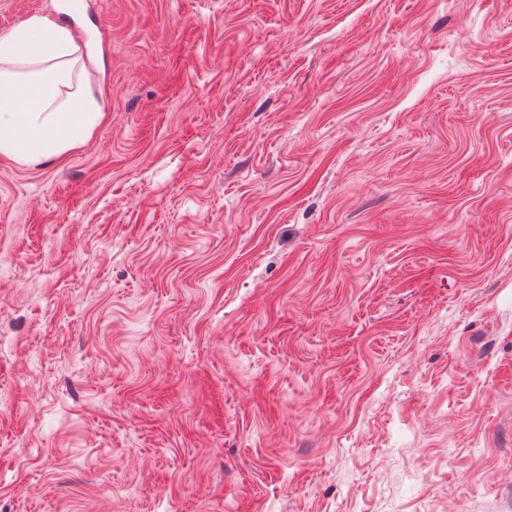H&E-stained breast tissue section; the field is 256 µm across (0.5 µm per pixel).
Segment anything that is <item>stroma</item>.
I'll return each mask as SVG.
<instances>
[{"instance_id":"1","label":"stroma","mask_w":512,"mask_h":512,"mask_svg":"<svg viewBox=\"0 0 512 512\" xmlns=\"http://www.w3.org/2000/svg\"><path fill=\"white\" fill-rule=\"evenodd\" d=\"M80 2L103 121L0 154V512H512V0Z\"/></svg>"}]
</instances>
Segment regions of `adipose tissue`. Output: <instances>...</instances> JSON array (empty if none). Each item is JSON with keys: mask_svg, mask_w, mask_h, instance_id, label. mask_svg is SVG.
I'll use <instances>...</instances> for the list:
<instances>
[{"mask_svg": "<svg viewBox=\"0 0 512 512\" xmlns=\"http://www.w3.org/2000/svg\"><path fill=\"white\" fill-rule=\"evenodd\" d=\"M65 27L30 17L0 36V153L37 165L84 143L107 103Z\"/></svg>", "mask_w": 512, "mask_h": 512, "instance_id": "ef3b65f1", "label": "adipose tissue"}]
</instances>
